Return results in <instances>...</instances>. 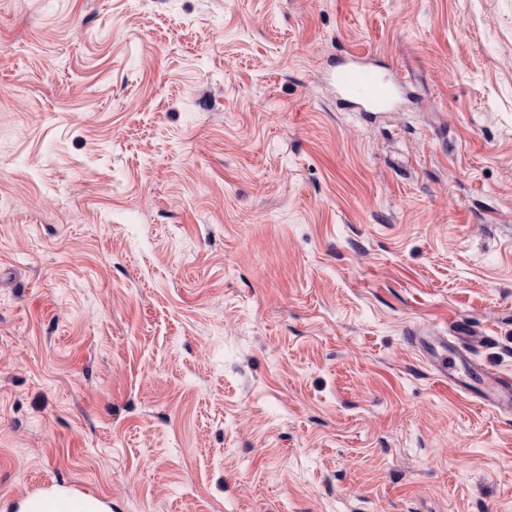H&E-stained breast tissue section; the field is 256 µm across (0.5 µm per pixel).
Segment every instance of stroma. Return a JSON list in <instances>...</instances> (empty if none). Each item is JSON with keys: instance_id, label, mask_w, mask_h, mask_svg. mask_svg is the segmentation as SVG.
I'll return each mask as SVG.
<instances>
[{"instance_id": "1", "label": "stroma", "mask_w": 512, "mask_h": 512, "mask_svg": "<svg viewBox=\"0 0 512 512\" xmlns=\"http://www.w3.org/2000/svg\"><path fill=\"white\" fill-rule=\"evenodd\" d=\"M1 98L0 512H512L404 336L512 375V0H0ZM342 100L359 112L379 111L390 106L404 79H390L379 69L357 60H347L332 75ZM18 512H112V508L92 498L59 490L23 500Z\"/></svg>"}]
</instances>
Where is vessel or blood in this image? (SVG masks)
Returning a JSON list of instances; mask_svg holds the SVG:
<instances>
[{
  "instance_id": "vessel-or-blood-1",
  "label": "vessel or blood",
  "mask_w": 512,
  "mask_h": 512,
  "mask_svg": "<svg viewBox=\"0 0 512 512\" xmlns=\"http://www.w3.org/2000/svg\"><path fill=\"white\" fill-rule=\"evenodd\" d=\"M332 79L343 101L361 112L390 106L402 86L379 69L357 60L341 63ZM407 343L421 352L436 377L450 390L472 394L477 404L512 411V380L490 373L468 357L461 344L431 335L418 327L407 328Z\"/></svg>"
}]
</instances>
